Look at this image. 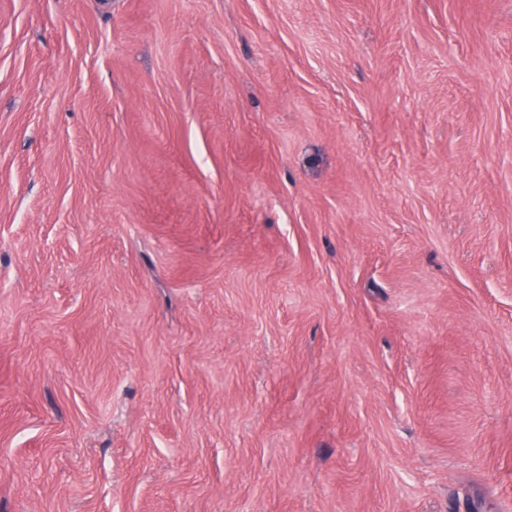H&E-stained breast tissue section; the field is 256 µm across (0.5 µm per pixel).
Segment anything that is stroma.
Listing matches in <instances>:
<instances>
[{
    "instance_id": "obj_1",
    "label": "stroma",
    "mask_w": 512,
    "mask_h": 512,
    "mask_svg": "<svg viewBox=\"0 0 512 512\" xmlns=\"http://www.w3.org/2000/svg\"><path fill=\"white\" fill-rule=\"evenodd\" d=\"M512 502V0H0V512Z\"/></svg>"
}]
</instances>
